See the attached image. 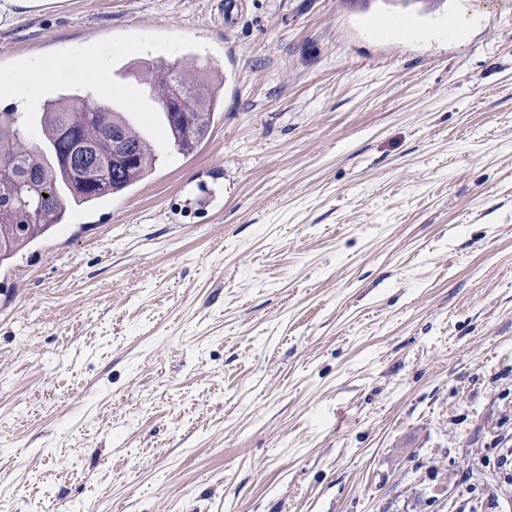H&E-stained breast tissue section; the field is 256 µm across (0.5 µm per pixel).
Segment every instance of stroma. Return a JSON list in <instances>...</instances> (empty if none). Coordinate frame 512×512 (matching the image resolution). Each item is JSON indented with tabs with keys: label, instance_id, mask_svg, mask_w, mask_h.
Listing matches in <instances>:
<instances>
[{
	"label": "stroma",
	"instance_id": "35a3bbf8",
	"mask_svg": "<svg viewBox=\"0 0 512 512\" xmlns=\"http://www.w3.org/2000/svg\"><path fill=\"white\" fill-rule=\"evenodd\" d=\"M65 49L0 111L87 95L157 162L0 265V512H512V0L0 22V75ZM193 55L183 155L141 75ZM150 84L157 92L162 112L167 122L173 146L182 153L189 154L201 145L209 136L218 104L217 95L208 92L209 86L219 82L224 84V74L206 67L194 68L181 66L167 61H157L152 65ZM183 87L186 95L182 100H174L172 88ZM207 88V90H206ZM182 105L183 111L188 113L189 123L198 134V138L191 144L183 139V130L191 133V127L186 121V114L181 113L183 129L170 119L167 108Z\"/></svg>",
	"mask_w": 512,
	"mask_h": 512
}]
</instances>
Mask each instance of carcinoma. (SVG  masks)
Segmentation results:
<instances>
[{
    "label": "carcinoma",
    "instance_id": "obj_1",
    "mask_svg": "<svg viewBox=\"0 0 512 512\" xmlns=\"http://www.w3.org/2000/svg\"><path fill=\"white\" fill-rule=\"evenodd\" d=\"M224 74L160 60L150 84L157 92L173 146L189 154L209 136L218 104L208 91ZM182 106L198 138L189 143L168 109ZM42 145L30 144L21 113L0 111V163L11 184L0 185V265L64 223L67 205L82 206L117 194L150 172L157 157L124 113L109 105L61 93L39 113ZM125 158L112 163V136Z\"/></svg>",
    "mask_w": 512,
    "mask_h": 512
}]
</instances>
